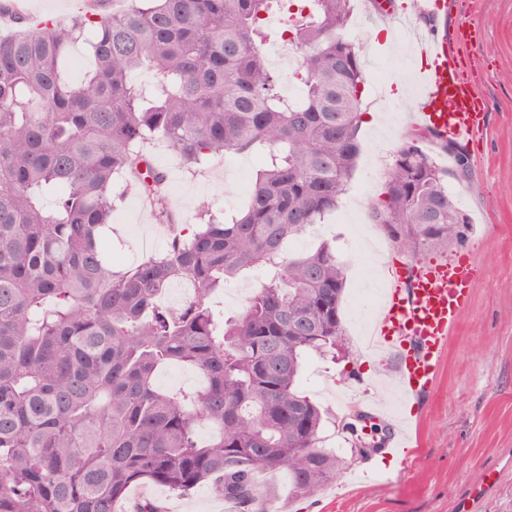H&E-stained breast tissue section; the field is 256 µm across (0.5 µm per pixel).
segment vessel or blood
Masks as SVG:
<instances>
[{
	"label": "vessel or blood",
	"instance_id": "b4317fda",
	"mask_svg": "<svg viewBox=\"0 0 512 512\" xmlns=\"http://www.w3.org/2000/svg\"><path fill=\"white\" fill-rule=\"evenodd\" d=\"M463 36L459 29L448 37L419 33L414 38L416 52L430 66L420 74L422 90L413 119L459 143L482 135L485 113L474 83L463 72ZM473 283L472 263L458 252L392 270L371 336L375 352L395 360L393 384L404 400L432 390L441 353L470 304Z\"/></svg>",
	"mask_w": 512,
	"mask_h": 512
}]
</instances>
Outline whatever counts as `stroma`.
<instances>
[{
    "label": "stroma",
    "mask_w": 512,
    "mask_h": 512,
    "mask_svg": "<svg viewBox=\"0 0 512 512\" xmlns=\"http://www.w3.org/2000/svg\"><path fill=\"white\" fill-rule=\"evenodd\" d=\"M432 0H420L410 13L406 0H395L396 19L386 20L366 0H353L349 22L352 40L365 44L363 108L375 113L362 125V150L346 194L335 212L325 217L320 235L305 234L289 242V252L314 246L318 239H335L346 265L347 282L341 318L344 334L335 359L309 355L300 380L301 392L326 412L324 435L346 457L341 476L313 497L290 502L291 512H512V0H454L453 8L431 12ZM435 16L439 34L452 33L459 22L479 28L482 37L471 44L476 59H490L478 83L486 103L481 137L466 144L471 178L449 181L448 189L472 220L463 253L480 270L469 308L461 316L441 355L432 391L417 401L413 418L414 446L395 465L373 457L372 478L353 481L364 461L350 455L340 434L352 413L336 392L355 389L362 396L397 408L390 385L395 367L387 356L365 352L359 338L371 313L379 311L392 265L405 255L392 245L372 252L365 237L383 239L371 224V204L384 198L386 169L394 151L414 130L406 114L422 62L401 44L399 18L412 17L426 28ZM402 95H393V88ZM154 165L167 175L168 206L173 219L191 223L200 201L215 202L225 216L244 207L250 183L262 162L258 149L214 156L201 167L188 168L164 148L148 150ZM124 195L105 229L116 268H127L163 250L162 224L135 189L118 179ZM358 378H349L351 369ZM495 471L497 485L480 489L483 475ZM152 500L163 512H236L234 504L214 494L209 485L181 496L152 482L134 486L116 512H135L138 502Z\"/></svg>",
    "instance_id": "stroma-1"
}]
</instances>
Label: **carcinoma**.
I'll list each match as a JSON object with an SVG mask.
<instances>
[{"label": "carcinoma", "mask_w": 512, "mask_h": 512, "mask_svg": "<svg viewBox=\"0 0 512 512\" xmlns=\"http://www.w3.org/2000/svg\"><path fill=\"white\" fill-rule=\"evenodd\" d=\"M128 0L0 34V512H115L135 483L187 495L209 484L238 512H271L256 476L287 469L290 496H313L344 459L324 446V413L298 391L309 353L335 356L346 268L335 240L297 255L287 240L321 223L345 194L361 150L363 48L348 36L351 0ZM289 13L275 34L268 17ZM301 51V97L285 98L265 46ZM92 62L74 82L65 57ZM145 68L151 84L132 79ZM456 168L405 141L369 210L417 260L465 243L470 218L447 178L465 147L426 130ZM165 146L196 166L266 149L243 211L213 202L177 224L161 252L115 270L102 229L113 184L136 178L159 223L165 174L142 150ZM55 195L53 208L45 197ZM261 274L240 311L216 309L228 280ZM197 286L179 312L173 284ZM181 364L205 387L157 384ZM214 430L206 443L195 426Z\"/></svg>", "instance_id": "cac0c4a2"}]
</instances>
